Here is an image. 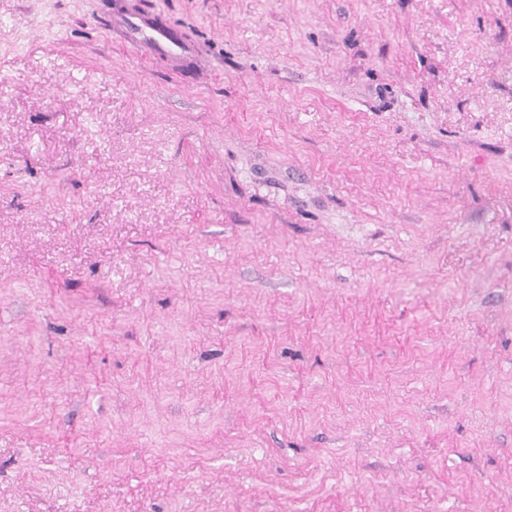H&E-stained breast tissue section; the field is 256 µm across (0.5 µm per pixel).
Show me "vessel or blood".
Segmentation results:
<instances>
[{
	"mask_svg": "<svg viewBox=\"0 0 512 512\" xmlns=\"http://www.w3.org/2000/svg\"><path fill=\"white\" fill-rule=\"evenodd\" d=\"M114 30L125 44L144 57L163 55L178 60L182 70H189L194 50L185 35L162 19L151 15H121Z\"/></svg>",
	"mask_w": 512,
	"mask_h": 512,
	"instance_id": "1",
	"label": "vessel or blood"
}]
</instances>
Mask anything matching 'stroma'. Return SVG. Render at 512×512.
I'll return each mask as SVG.
<instances>
[{
	"mask_svg": "<svg viewBox=\"0 0 512 512\" xmlns=\"http://www.w3.org/2000/svg\"><path fill=\"white\" fill-rule=\"evenodd\" d=\"M0 512H512V0H0ZM111 27L126 45L144 57L163 55L182 62L181 70L189 71L194 50L185 35L162 19L151 15H121Z\"/></svg>",
	"mask_w": 512,
	"mask_h": 512,
	"instance_id": "obj_1",
	"label": "stroma"
}]
</instances>
